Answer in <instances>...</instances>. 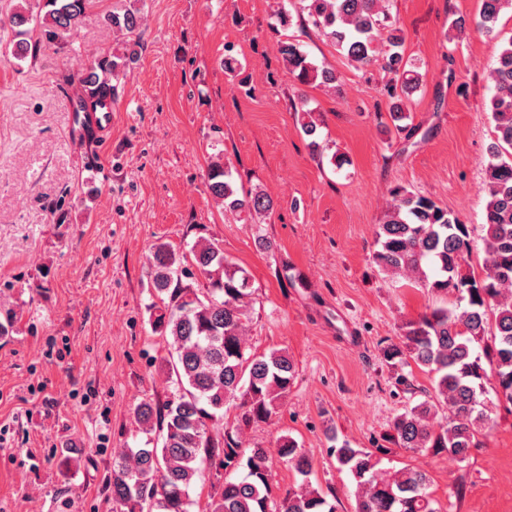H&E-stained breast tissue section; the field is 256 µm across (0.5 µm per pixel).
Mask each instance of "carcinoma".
Returning <instances> with one entry per match:
<instances>
[{
	"label": "carcinoma",
	"instance_id": "1",
	"mask_svg": "<svg viewBox=\"0 0 512 512\" xmlns=\"http://www.w3.org/2000/svg\"><path fill=\"white\" fill-rule=\"evenodd\" d=\"M87 2L47 0L50 9L40 23L45 38L54 41L74 26ZM384 2L281 0L276 22L286 29L296 15L353 66L377 65L393 75L385 91L391 121L400 133L406 130L402 122L409 119L408 103L423 75L399 51L403 36ZM506 8L512 10V0H482L478 29L498 36L496 25ZM110 21L134 35L142 14L131 6L112 13ZM32 22V15L16 11L0 19V27L8 25L22 35V27ZM380 42L387 45L382 54L376 51ZM279 52L299 84L339 86L336 72L312 64L298 41L282 42ZM97 77L92 66L83 81L103 97L112 95L113 88ZM490 79L496 139L485 164L484 275L462 272L471 248L468 226L433 200L399 189L393 190V204L379 225V249L373 255L382 271L409 274L423 288L455 296L453 307L435 308L402 324L398 341L387 345L383 356L394 367L416 365L432 381V395L394 417L391 438L409 451L431 450L460 461L490 423L484 399L490 381H495L497 400L512 407V36L502 43ZM294 111L300 113V129L312 153L322 155L326 147L319 124L304 96H298ZM206 186L226 212L269 219L276 209L274 199L261 190L239 192L220 159L209 165ZM149 269L154 293L146 307L148 322L153 333L170 340L174 355L166 370L175 392L163 402L145 399L135 407L145 433L159 427L162 442L157 446L149 438L143 446L113 456L105 488L119 512H190V493L206 465L215 470L216 482L200 512H337L336 500L308 483L275 498L270 450L241 447L242 428L268 422L295 375L286 351L257 354L246 345L245 320L255 293L249 273L229 264L223 249L211 241L196 242L187 256L159 244L151 250ZM195 270L210 280L209 288L202 291L188 282ZM483 354L489 358L487 367ZM232 405L241 413L228 425L224 416ZM274 448L294 472L309 476L311 459L297 440L281 435ZM333 452L338 468L356 484L354 512H441L425 472L403 468L386 476L371 451L348 441Z\"/></svg>",
	"mask_w": 512,
	"mask_h": 512
}]
</instances>
